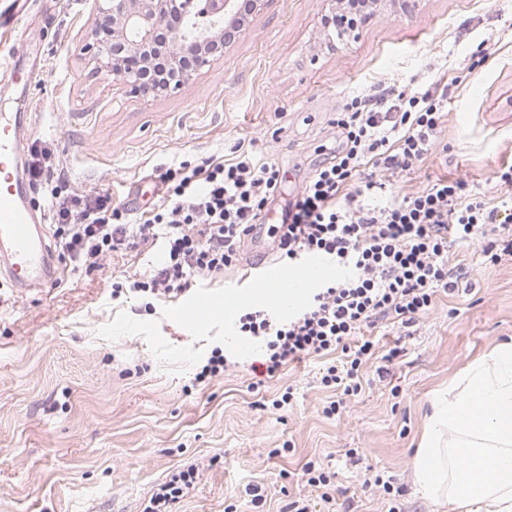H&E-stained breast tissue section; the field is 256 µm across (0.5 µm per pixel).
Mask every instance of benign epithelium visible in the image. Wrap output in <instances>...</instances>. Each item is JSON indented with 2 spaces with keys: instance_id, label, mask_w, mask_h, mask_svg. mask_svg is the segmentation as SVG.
I'll use <instances>...</instances> for the list:
<instances>
[{
  "instance_id": "benign-epithelium-1",
  "label": "benign epithelium",
  "mask_w": 512,
  "mask_h": 512,
  "mask_svg": "<svg viewBox=\"0 0 512 512\" xmlns=\"http://www.w3.org/2000/svg\"><path fill=\"white\" fill-rule=\"evenodd\" d=\"M244 2L256 12L265 0H94L96 27L86 49L97 72L146 95L144 65L161 54L174 64L190 54L195 70L210 66V47L229 44L245 26L239 21ZM171 15L178 17L173 25Z\"/></svg>"
}]
</instances>
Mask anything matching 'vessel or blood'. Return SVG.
Returning a JSON list of instances; mask_svg holds the SVG:
<instances>
[{
    "label": "vessel or blood",
    "mask_w": 512,
    "mask_h": 512,
    "mask_svg": "<svg viewBox=\"0 0 512 512\" xmlns=\"http://www.w3.org/2000/svg\"><path fill=\"white\" fill-rule=\"evenodd\" d=\"M29 127L28 113L0 116V270L12 287L24 290L45 288L57 280L56 254L29 201L31 186L23 163V139ZM332 273L319 256L308 257L293 271L267 268L263 288L269 306L280 313L298 310L307 289ZM244 299L240 292L212 296L199 313H228Z\"/></svg>",
    "instance_id": "1"
}]
</instances>
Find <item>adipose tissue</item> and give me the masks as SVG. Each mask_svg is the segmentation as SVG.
Instances as JSON below:
<instances>
[{
    "mask_svg": "<svg viewBox=\"0 0 512 512\" xmlns=\"http://www.w3.org/2000/svg\"><path fill=\"white\" fill-rule=\"evenodd\" d=\"M412 482L459 512H512V340L433 399Z\"/></svg>",
    "mask_w": 512,
    "mask_h": 512,
    "instance_id": "ef3b65f1",
    "label": "adipose tissue"
}]
</instances>
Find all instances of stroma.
<instances>
[{
	"instance_id": "35a3bbf8",
	"label": "stroma",
	"mask_w": 512,
	"mask_h": 512,
	"mask_svg": "<svg viewBox=\"0 0 512 512\" xmlns=\"http://www.w3.org/2000/svg\"><path fill=\"white\" fill-rule=\"evenodd\" d=\"M92 0H30L25 24L0 28V114L30 112L25 158L48 156L47 182L31 202L49 209L52 188L111 194L131 220L158 202V176L182 162L224 158L237 141L274 144L283 176L268 214L277 218L302 179L329 162L344 103L366 91L428 88L449 79L443 147L392 186L401 195L428 180L463 178L498 202L512 186V0H418L400 13L381 0L356 36L322 19L336 0H269L240 37L179 92L136 96L92 69L82 46ZM42 74L28 79L30 68ZM161 242L118 254L100 269L58 258L56 285L18 294L0 286V512H142L176 470L198 477L175 512H284L303 498L327 512L299 475L308 460L335 472L347 512H448L416 494L412 466L432 397L498 343L512 339V262L485 261L456 244L469 289L440 298L410 336L384 323L382 353L342 415L320 383L326 357L310 356L258 381L261 341L231 344L236 318L193 317L202 298L253 287L266 264L242 260L175 298L113 283L149 272ZM392 361L383 356L392 348ZM224 375L198 380L213 349ZM293 387L292 404L272 400ZM356 449L347 457V449ZM389 473L400 492L365 487ZM259 486L261 502L247 489Z\"/></svg>"
}]
</instances>
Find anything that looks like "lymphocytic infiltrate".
I'll return each instance as SVG.
<instances>
[{
    "mask_svg": "<svg viewBox=\"0 0 512 512\" xmlns=\"http://www.w3.org/2000/svg\"><path fill=\"white\" fill-rule=\"evenodd\" d=\"M446 104L447 89L438 84L353 96L339 114L342 139L331 161L304 178L279 223H260L280 191L279 167L238 144L232 159L160 174L162 201L140 224L125 223L111 195L53 193L56 236L73 262L89 268L164 238L162 258L132 282L138 291L164 297L236 265L244 243L262 232L288 264L322 256L343 270V278L319 281L295 314L249 309L239 324L241 333L264 342L261 368L270 375L305 356L339 353L321 377L336 393L325 412L337 414L362 389L379 321L416 326L440 296L457 290L465 274L449 265L452 245H478L493 264L512 261V205L489 206L468 194L463 179L437 178L401 199L371 202L388 192L395 174L435 152ZM368 163L380 179L360 178Z\"/></svg>",
    "mask_w": 512,
    "mask_h": 512,
    "instance_id": "1",
    "label": "lymphocytic infiltrate"
}]
</instances>
